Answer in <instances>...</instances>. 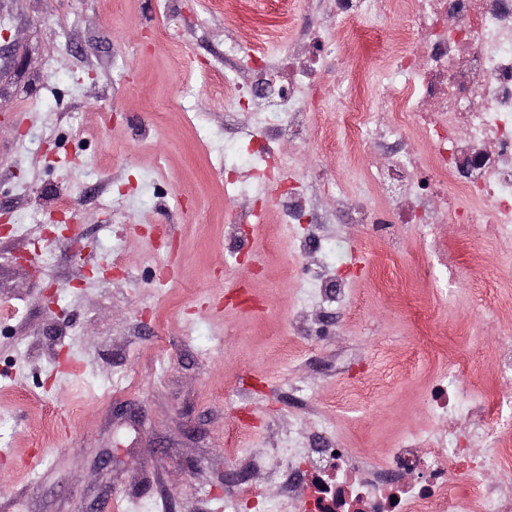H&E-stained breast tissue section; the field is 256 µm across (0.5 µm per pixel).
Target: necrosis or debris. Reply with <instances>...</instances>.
Segmentation results:
<instances>
[{"label": "necrosis or debris", "mask_w": 512, "mask_h": 512, "mask_svg": "<svg viewBox=\"0 0 512 512\" xmlns=\"http://www.w3.org/2000/svg\"><path fill=\"white\" fill-rule=\"evenodd\" d=\"M419 42L393 55L392 76L380 111L351 96L337 121L354 154L379 150L369 175L387 204L376 210L344 193L338 208L348 224L387 233L394 224H473L492 236L512 235V0H410ZM355 51L349 66L365 81V60L376 55L374 38L318 33L288 53L281 70L288 95L271 104L256 88L272 59L243 83L239 105L273 111L270 138L291 143L315 137V112L304 94L321 61ZM416 129L424 151L405 147ZM461 367L435 385L427 400L439 420H452L447 435L418 438L392 449L382 463L346 448L319 456L289 451L284 469L269 480L290 512H512V485L492 481L512 465V438L498 420L504 399H472L461 392Z\"/></svg>", "instance_id": "necrosis-or-debris-1"}]
</instances>
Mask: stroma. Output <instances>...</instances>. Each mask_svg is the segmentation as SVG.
I'll list each match as a JSON object with an SVG mask.
<instances>
[{
    "label": "stroma",
    "mask_w": 512,
    "mask_h": 512,
    "mask_svg": "<svg viewBox=\"0 0 512 512\" xmlns=\"http://www.w3.org/2000/svg\"><path fill=\"white\" fill-rule=\"evenodd\" d=\"M330 2L0 0V512H225L251 487L278 512L266 472L318 426L381 463L436 430L424 400L453 362L470 394L507 393L512 238L437 225L449 288L423 275V225L379 237L322 194L285 224L274 186L224 187L237 133L265 142L270 120L233 105L225 69L335 28ZM324 69L335 144H279L284 173L373 194L336 121L348 67ZM309 234L332 254L298 253Z\"/></svg>",
    "instance_id": "stroma-1"
}]
</instances>
